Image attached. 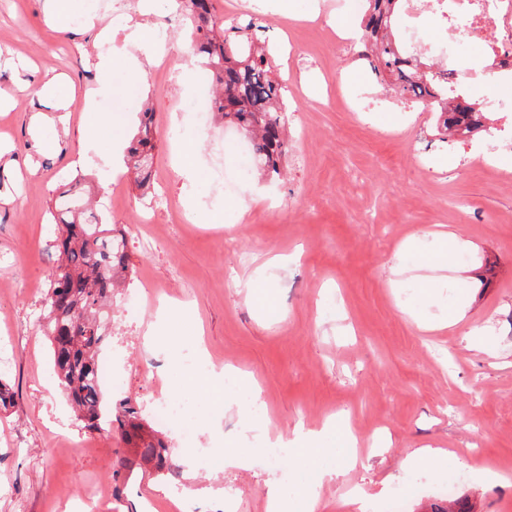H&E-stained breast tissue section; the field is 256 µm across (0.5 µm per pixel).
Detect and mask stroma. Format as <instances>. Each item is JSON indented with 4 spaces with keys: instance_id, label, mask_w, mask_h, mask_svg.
Masks as SVG:
<instances>
[{
    "instance_id": "obj_1",
    "label": "stroma",
    "mask_w": 512,
    "mask_h": 512,
    "mask_svg": "<svg viewBox=\"0 0 512 512\" xmlns=\"http://www.w3.org/2000/svg\"><path fill=\"white\" fill-rule=\"evenodd\" d=\"M113 0H0V89L23 79L59 78L70 90L69 125L30 131L33 110L53 103L23 100L0 112V372L14 405L0 411V512H84V485L103 488L98 512L118 501L120 512H171L177 489L196 501L223 488L235 512H266L270 485L300 481L319 488L315 508L296 501L291 512H435L447 505L442 490L464 473L456 495L472 512H512V178H496L477 162L500 115L488 113L482 131L465 137L438 132L422 104L395 93L359 60L358 39L336 38L319 0H297L306 26L272 7L263 13L280 50L274 64L292 108L283 177L268 181L245 171L225 142L220 115L196 129L188 115L205 87L198 60L185 57L192 42L184 14L170 16L164 0L146 15L141 0H122L131 21H146L165 39L164 59L143 65L132 79L114 74L100 108L112 138L126 149L142 105L154 112L155 186L145 194L126 180L100 176L75 164L86 121L84 99L98 80L102 50L82 26L112 18ZM301 45L289 54L286 43ZM374 91L378 105L355 119L343 100L355 86ZM191 131L201 195L213 199L205 224L185 217V178L173 163L180 134ZM37 176H30L31 166ZM80 183L102 202V214L125 234L133 276L119 311L137 312L151 294L187 304L198 336L177 350L146 341L108 340L101 351L105 398L139 404L153 373L169 388L196 346L217 364L253 382L252 410L270 438H291L296 427L321 428L338 420L353 442L328 466L297 470L291 456L269 458L245 435L235 400L214 409L194 402L191 432L151 414L143 419L176 448L172 495L155 497L162 481L132 464L120 431H90L71 411L50 364L42 313L54 265L51 213L62 191ZM462 198L464 211L448 201ZM372 213L373 223L362 221ZM459 243L447 269L438 271L431 305H423L415 272L399 256L410 241L428 244L436 232ZM270 284L276 303L256 309L246 284ZM460 306L451 327L427 330L415 316ZM252 447L248 468L225 466L224 450ZM440 448L459 464L437 471L403 469L422 448ZM191 449L184 457L183 449ZM497 473L492 482L475 471Z\"/></svg>"
}]
</instances>
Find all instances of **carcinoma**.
I'll return each instance as SVG.
<instances>
[{
  "label": "carcinoma",
  "instance_id": "carcinoma-1",
  "mask_svg": "<svg viewBox=\"0 0 512 512\" xmlns=\"http://www.w3.org/2000/svg\"><path fill=\"white\" fill-rule=\"evenodd\" d=\"M361 21V58L376 77L392 79L395 91L417 102L437 105V125L451 135H470L483 127L477 104L439 94L448 73L421 69L412 56L400 53L393 21L401 0H366ZM187 19L192 26V54L212 77L216 112L251 141L269 179L282 176L288 155L285 123L288 106L285 85L273 69V56L261 14L241 17L215 32L211 0H189ZM154 114L147 106L139 114L138 132L127 149L126 165L140 189L150 187L145 174L153 166ZM57 265L47 297V325L51 357L62 390L76 416L89 430L102 423H118L124 440L134 448L137 465L159 475L172 472L168 444L155 430L147 431L128 400L107 407L95 373L98 355L112 327L114 293L125 287L132 269L125 240L102 218L86 216L79 208L56 205Z\"/></svg>",
  "mask_w": 512,
  "mask_h": 512
}]
</instances>
